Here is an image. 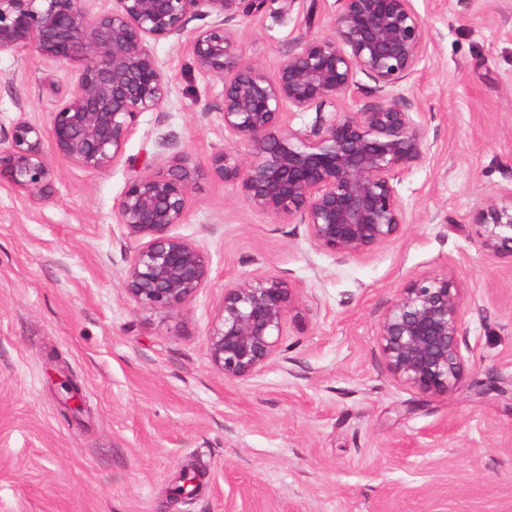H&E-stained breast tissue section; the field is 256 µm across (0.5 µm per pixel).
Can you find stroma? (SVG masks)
<instances>
[{
    "label": "stroma",
    "mask_w": 512,
    "mask_h": 512,
    "mask_svg": "<svg viewBox=\"0 0 512 512\" xmlns=\"http://www.w3.org/2000/svg\"><path fill=\"white\" fill-rule=\"evenodd\" d=\"M411 5L429 41L405 94L427 151L397 185L407 224L370 256L316 250L303 225L252 210L212 173L215 154L244 145L224 131L223 82L170 40L152 51L171 93L108 171L55 159L44 201L0 184V512H512V263L469 222L487 197L512 200V0ZM336 9L298 0L239 19L240 51L275 75ZM71 79L34 48L0 51V143L19 114L48 126ZM178 152L196 175L177 231L212 272L190 302L155 311L124 288L134 244L116 204ZM441 270L461 289L466 369L432 394L389 374L376 328ZM266 274L297 290L287 356L226 379L208 352L224 289ZM53 351L82 387L70 419Z\"/></svg>",
    "instance_id": "stroma-1"
}]
</instances>
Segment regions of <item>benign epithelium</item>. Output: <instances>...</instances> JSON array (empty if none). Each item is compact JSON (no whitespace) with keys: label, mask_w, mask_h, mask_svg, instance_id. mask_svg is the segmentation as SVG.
<instances>
[{"label":"benign epithelium","mask_w":512,"mask_h":512,"mask_svg":"<svg viewBox=\"0 0 512 512\" xmlns=\"http://www.w3.org/2000/svg\"><path fill=\"white\" fill-rule=\"evenodd\" d=\"M0 0V51L32 47L73 67L72 84L44 129L25 111L0 146V180L37 200L58 176L52 156L105 171L117 163L143 112L161 108L171 81L151 43L187 45L196 68L224 81V130L245 145L221 152L212 170L238 189L251 209L305 227L311 245L340 260L375 253L407 224L396 183L425 157L421 113L403 94L425 58L428 31L410 0H336L330 33L302 37L275 77L243 59L234 23L277 3L297 0ZM209 22L187 32L190 20ZM372 82L366 86L360 77ZM373 101L355 111L358 95ZM315 110L293 129L283 109ZM196 170L184 152L164 173L137 174L117 203L118 223L137 247L127 257L125 289L139 306L173 310L207 286L211 255L176 233L193 200ZM470 223L481 247L512 262V204L486 199ZM297 301L276 275L226 289L208 334L211 363L230 380H246L281 353L288 314ZM388 372L423 392L455 389L465 370L460 288L441 270L410 282L377 328ZM59 366L54 382L72 411L81 385Z\"/></svg>","instance_id":"7a95c632"}]
</instances>
